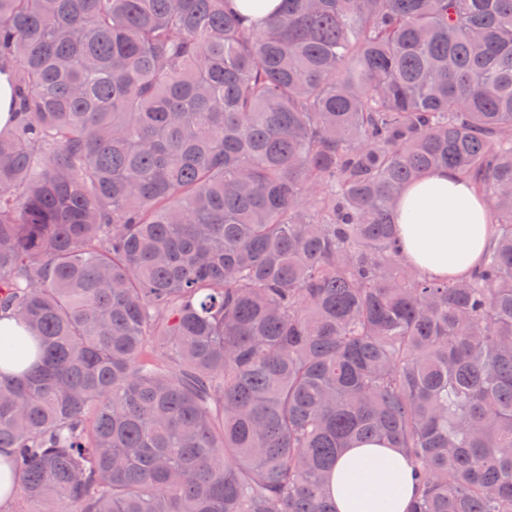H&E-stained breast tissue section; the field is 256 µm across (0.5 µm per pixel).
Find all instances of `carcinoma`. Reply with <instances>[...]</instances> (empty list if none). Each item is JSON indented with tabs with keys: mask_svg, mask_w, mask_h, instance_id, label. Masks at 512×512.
<instances>
[{
	"mask_svg": "<svg viewBox=\"0 0 512 512\" xmlns=\"http://www.w3.org/2000/svg\"><path fill=\"white\" fill-rule=\"evenodd\" d=\"M0 0L11 512H336L356 441L410 512H512V0ZM487 198L464 277L404 189ZM227 2L232 11L260 23L274 13L280 0H228ZM15 100L8 69L0 72V129L10 125L15 118ZM396 214L406 256L434 277L467 275L491 243L485 199L452 170L408 185ZM25 336L28 334L20 326L16 318L9 312L0 313V367L14 372L22 371L32 360L33 354L22 365L12 362V354L10 347L18 349L22 348L25 342ZM1 356L3 357L1 361ZM373 491L376 495L368 509L365 499ZM329 492L336 512H408L418 485L401 448L361 442L346 448L336 460Z\"/></svg>",
	"mask_w": 512,
	"mask_h": 512,
	"instance_id": "obj_1",
	"label": "carcinoma"
}]
</instances>
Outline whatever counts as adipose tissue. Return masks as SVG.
<instances>
[{
  "mask_svg": "<svg viewBox=\"0 0 512 512\" xmlns=\"http://www.w3.org/2000/svg\"><path fill=\"white\" fill-rule=\"evenodd\" d=\"M396 222L408 259L438 278L467 275L492 239L485 199L448 169L405 188ZM329 492L336 512H408L418 485L402 449L361 442L338 457Z\"/></svg>",
  "mask_w": 512,
  "mask_h": 512,
  "instance_id": "ef3b65f1",
  "label": "adipose tissue"
}]
</instances>
